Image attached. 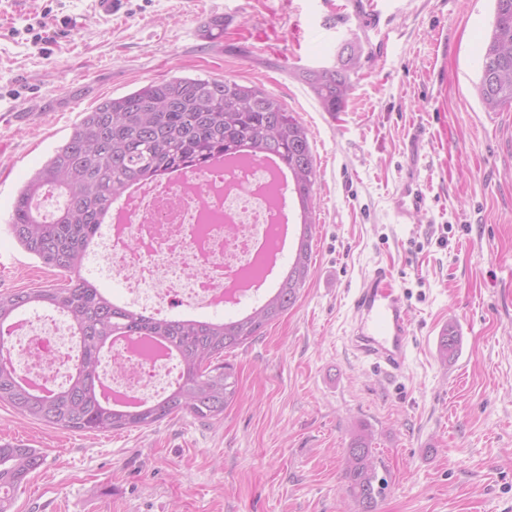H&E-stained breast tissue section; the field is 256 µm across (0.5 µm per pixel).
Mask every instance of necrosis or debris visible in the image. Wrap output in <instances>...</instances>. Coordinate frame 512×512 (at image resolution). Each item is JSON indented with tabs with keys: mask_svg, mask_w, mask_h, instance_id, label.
I'll return each mask as SVG.
<instances>
[{
	"mask_svg": "<svg viewBox=\"0 0 512 512\" xmlns=\"http://www.w3.org/2000/svg\"><path fill=\"white\" fill-rule=\"evenodd\" d=\"M120 229L103 244L105 258L132 301L153 312L197 305L232 306L244 284L263 279L282 248L275 183L254 160L227 172L201 167L169 177L159 193L135 194ZM7 339L25 382L58 389L75 358L71 336L51 316L20 315ZM105 380L130 405L162 393L179 376L175 357L116 344Z\"/></svg>",
	"mask_w": 512,
	"mask_h": 512,
	"instance_id": "necrosis-or-debris-1",
	"label": "necrosis or debris"
}]
</instances>
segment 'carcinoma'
<instances>
[{"label": "carcinoma", "mask_w": 512, "mask_h": 512, "mask_svg": "<svg viewBox=\"0 0 512 512\" xmlns=\"http://www.w3.org/2000/svg\"><path fill=\"white\" fill-rule=\"evenodd\" d=\"M493 2L477 84L487 112L512 107V0ZM362 55L360 43L348 42L341 67L300 73L326 111L341 107L347 72ZM239 152L257 159L276 154L299 207L293 261L259 307L222 322L149 315L114 302L78 276L113 201L132 185ZM315 182L306 128L283 103L256 86L234 79L174 76L99 103L19 190L8 223L24 250L71 278L56 286L0 293V332L31 308L53 310L70 320L78 345L74 371L65 386L38 392L19 377L0 342V403L45 426L91 435L149 428L178 415L200 421L223 416L238 394L234 367L224 354L253 341L286 314L311 278ZM121 334L149 336L175 351L180 378L164 396L133 407L114 405L102 396V360L112 338ZM459 344L456 327L444 326L437 344L442 364H448ZM372 440V431L359 425L345 451L346 494L355 512H377L389 487L379 476ZM42 464L34 448L0 443V512H6L4 503L12 501Z\"/></svg>", "instance_id": "1"}]
</instances>
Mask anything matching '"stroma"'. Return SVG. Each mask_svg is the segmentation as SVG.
<instances>
[{
	"instance_id": "35a3bbf8",
	"label": "stroma",
	"mask_w": 512,
	"mask_h": 512,
	"mask_svg": "<svg viewBox=\"0 0 512 512\" xmlns=\"http://www.w3.org/2000/svg\"><path fill=\"white\" fill-rule=\"evenodd\" d=\"M492 0H0V291L60 280L3 232L27 179L84 112L173 76L231 78L305 126L317 180L313 273L296 304L227 353L223 417L89 435L0 404V442L43 456L10 512H354L351 429L391 483L377 512H512V108L475 84ZM223 36L204 32L213 16ZM49 31L52 40L36 41ZM363 47L339 111L303 68ZM390 266L413 322L386 377L348 346L362 282ZM461 337L437 358L446 324Z\"/></svg>"
}]
</instances>
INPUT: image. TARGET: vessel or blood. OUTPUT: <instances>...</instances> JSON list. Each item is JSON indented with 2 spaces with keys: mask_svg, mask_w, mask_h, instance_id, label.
Here are the masks:
<instances>
[{
  "mask_svg": "<svg viewBox=\"0 0 512 512\" xmlns=\"http://www.w3.org/2000/svg\"><path fill=\"white\" fill-rule=\"evenodd\" d=\"M353 322L352 352L385 374L402 373L412 344L411 318L389 268H376L358 288Z\"/></svg>",
  "mask_w": 512,
  "mask_h": 512,
  "instance_id": "b4317fda",
  "label": "vessel or blood"
}]
</instances>
